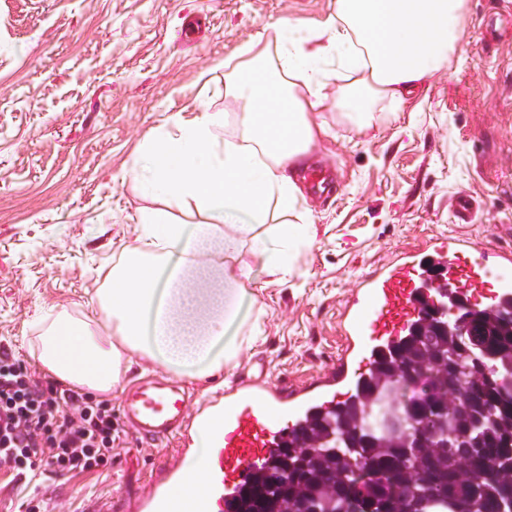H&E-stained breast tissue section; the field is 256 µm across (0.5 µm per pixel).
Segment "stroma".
Listing matches in <instances>:
<instances>
[{
    "label": "stroma",
    "mask_w": 512,
    "mask_h": 512,
    "mask_svg": "<svg viewBox=\"0 0 512 512\" xmlns=\"http://www.w3.org/2000/svg\"><path fill=\"white\" fill-rule=\"evenodd\" d=\"M336 0H0V343L32 370L29 342L44 308L107 316L98 295L139 214V147L179 112H220L233 134L244 99L226 77L254 40L273 48L281 20L309 30ZM461 44L412 97L373 103L372 129L341 112L342 83L315 119L329 130L311 151L336 176L331 196L302 189L316 237L284 285L257 279L261 333L223 373L252 363L271 385L306 386L345 348L340 310L355 281L393 253L464 231L478 248L512 251V0H465ZM473 199L468 221L453 208ZM157 448L123 434L112 469L64 478L59 503L133 497Z\"/></svg>",
    "instance_id": "stroma-1"
}]
</instances>
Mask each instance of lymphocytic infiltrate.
<instances>
[{"label": "lymphocytic infiltrate", "instance_id": "f902f5d3", "mask_svg": "<svg viewBox=\"0 0 512 512\" xmlns=\"http://www.w3.org/2000/svg\"><path fill=\"white\" fill-rule=\"evenodd\" d=\"M119 438L108 401L42 380L0 348V474L12 490L0 512H54L53 484L110 470Z\"/></svg>", "mask_w": 512, "mask_h": 512}]
</instances>
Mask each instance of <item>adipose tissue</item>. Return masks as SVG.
Masks as SVG:
<instances>
[{"label": "adipose tissue", "instance_id": "obj_1", "mask_svg": "<svg viewBox=\"0 0 512 512\" xmlns=\"http://www.w3.org/2000/svg\"><path fill=\"white\" fill-rule=\"evenodd\" d=\"M465 0H336L319 32L288 19L276 55L243 63L225 90L247 97L234 135L216 142L217 112L179 113L139 153L143 194L203 212L200 224L173 223L162 209L142 212L138 235L107 274L90 318L46 309L36 357L68 386L111 393L132 358L192 381L220 377L251 342L233 332L255 308L251 284L284 283L293 258L314 240L296 211L299 177L326 129L312 119L333 79H350L341 106L360 127L372 125L375 99L413 95L449 60L461 40ZM296 212L273 224L270 206Z\"/></svg>", "mask_w": 512, "mask_h": 512}]
</instances>
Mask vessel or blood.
<instances>
[{"mask_svg": "<svg viewBox=\"0 0 512 512\" xmlns=\"http://www.w3.org/2000/svg\"><path fill=\"white\" fill-rule=\"evenodd\" d=\"M427 246L430 256L407 250L360 277L355 299L342 306L350 342L338 366L316 384L274 389L259 369L225 388L221 399H210V406H223L224 418L207 456V498L189 504L180 494L185 474L179 445L193 426L191 397L181 386L156 378L131 386L119 405L130 433L143 443L173 441L177 447L153 458L147 488L135 501L96 500L84 512H212L229 505L236 489L280 446L288 419L302 420L353 396L361 379L357 360L374 357L402 336L442 289L494 302L512 298V254L476 251L465 234L436 237Z\"/></svg>", "mask_w": 512, "mask_h": 512, "instance_id": "1", "label": "vessel or blood"}]
</instances>
